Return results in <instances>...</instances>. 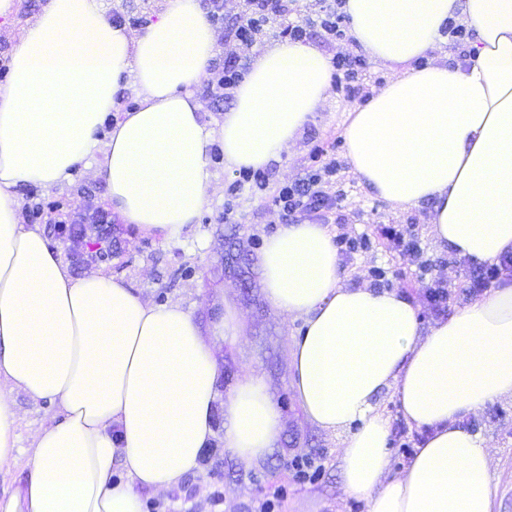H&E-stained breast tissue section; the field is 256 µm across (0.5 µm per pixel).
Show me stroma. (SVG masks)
<instances>
[{
    "mask_svg": "<svg viewBox=\"0 0 512 512\" xmlns=\"http://www.w3.org/2000/svg\"><path fill=\"white\" fill-rule=\"evenodd\" d=\"M47 3L48 0H16L13 14L0 17V61H10L22 33ZM349 105V99L341 92L331 91L295 145L271 162L268 167L271 181L301 178L310 165L312 147L335 149L341 167L332 182L334 190L342 194L340 213L345 221L343 227H332V234L342 231L353 235L369 234L379 224L416 225L426 255L438 262L435 275L452 284H463L465 267L452 262L450 253L438 250L432 241L428 205L403 210L392 208L360 185L352 174L342 137L344 110ZM93 168V161L81 163L70 183L61 188L47 190L35 184H22L15 188L14 194L21 205L44 204L40 222L46 227L67 214L84 209L89 202L110 212L107 189L94 178ZM211 172L215 191L197 223L188 225L178 238L166 240L143 234L135 225L113 215L112 224L119 239L113 247V258L101 266L102 271L123 277L148 303H180L205 325L223 314L225 306L229 305L245 326L237 343L217 347V356L224 366L218 387L220 399L215 403V435L210 442L211 447L217 448V455L178 490L162 496L145 494L144 504L149 507L161 503L162 512H249L251 501L261 490L282 485L287 495L281 512H368L364 500L343 493L337 460L342 447L340 438L306 421L291 386L290 345L301 323L279 313L265 300L259 267L263 243L277 230L271 222L269 195L256 189H243L235 201L236 223H224V188L236 178L237 172L225 166L223 144L218 140L211 150ZM229 250L248 258V287H228L224 279V254ZM341 265L352 286L371 284L370 269L382 268L394 291H406L416 307L424 305L422 283L415 264L387 251L382 243L342 260ZM252 369L266 378L284 422L280 443L258 467L221 451L222 397ZM15 401L21 452L15 462L0 468V491L8 493L25 480L32 434L54 415L53 408L24 395H16ZM467 422L471 431L481 432L491 444L495 512H512V400L505 398L477 410L468 416ZM296 454L323 455L324 468L314 483L289 481L284 463ZM216 488L221 490L223 502L214 507L209 503V496Z\"/></svg>",
    "mask_w": 512,
    "mask_h": 512,
    "instance_id": "obj_1",
    "label": "stroma"
}]
</instances>
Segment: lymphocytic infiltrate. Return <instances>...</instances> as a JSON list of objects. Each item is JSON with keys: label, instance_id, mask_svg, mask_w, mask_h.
Here are the masks:
<instances>
[{"label": "lymphocytic infiltrate", "instance_id": "lymphocytic-infiltrate-1", "mask_svg": "<svg viewBox=\"0 0 512 512\" xmlns=\"http://www.w3.org/2000/svg\"><path fill=\"white\" fill-rule=\"evenodd\" d=\"M227 0H207L208 18L221 23L229 18L225 12ZM292 0H243L233 18V41L235 47L229 50L222 66L209 72L207 88L211 96L218 100L230 99L234 89L242 80V69L238 63L240 49H249L262 43L270 35L293 42H303L313 36L333 43L346 38V15L341 0H318V8L313 17L291 20ZM333 86L342 91L348 99L366 102L371 91L365 83L360 57L341 54L331 60ZM340 167L336 158L330 157L319 166L308 170L304 178L294 183H282L273 196L272 214L278 223H295L303 219L328 221L330 213L338 206L337 196L331 190V179ZM106 215L99 208L89 206L82 212L56 221L53 233L56 238L66 241L72 251H80L89 231L103 224ZM378 235L402 255L415 262L420 275L426 276L428 283L423 292L430 309L439 315L447 314L450 303L457 296L472 299L481 296L489 285L512 278V253H504L499 262H467L466 281L463 287L456 288L447 280L433 277V260L424 258L420 237L414 226L384 224Z\"/></svg>", "mask_w": 512, "mask_h": 512}]
</instances>
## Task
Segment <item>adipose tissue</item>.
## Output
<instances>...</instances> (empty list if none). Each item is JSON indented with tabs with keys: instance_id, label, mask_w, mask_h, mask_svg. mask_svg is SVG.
<instances>
[{
	"instance_id": "1",
	"label": "adipose tissue",
	"mask_w": 512,
	"mask_h": 512,
	"mask_svg": "<svg viewBox=\"0 0 512 512\" xmlns=\"http://www.w3.org/2000/svg\"><path fill=\"white\" fill-rule=\"evenodd\" d=\"M343 10L359 50L394 71L346 111L353 175L393 207L431 203L441 249L481 263L512 252V0H345ZM451 20L475 31L464 61L423 64ZM215 53L199 0H170L139 35L112 23L102 0H49L11 56L0 85V466L20 452L14 393L59 412L34 433L26 481L0 512H142L144 494L198 471L219 398L230 457L257 465L280 441L263 376L246 372L218 395L215 344L239 340L234 310L205 327L121 277L73 276L10 193L62 186L92 157L122 220L177 237L211 197L214 135L228 167L265 168L330 86L319 48L265 47L215 134L193 92ZM129 81L140 105L110 120ZM259 264L266 301L302 323L292 388L309 422L343 437L344 493L368 512H493L489 445L462 423L512 398V283L425 329L405 296L346 283L326 225H284ZM388 392L410 426L430 431L398 472Z\"/></svg>"
}]
</instances>
